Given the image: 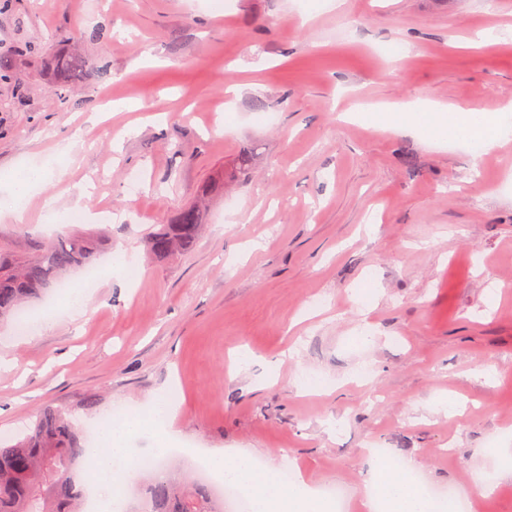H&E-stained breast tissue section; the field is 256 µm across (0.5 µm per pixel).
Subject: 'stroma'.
Returning <instances> with one entry per match:
<instances>
[{
	"label": "stroma",
	"instance_id": "stroma-1",
	"mask_svg": "<svg viewBox=\"0 0 512 512\" xmlns=\"http://www.w3.org/2000/svg\"><path fill=\"white\" fill-rule=\"evenodd\" d=\"M72 53L90 68L62 89ZM0 60V239L70 233L78 209L126 253L87 316L0 325L1 436L163 387L180 440L341 488L344 512H368L372 445L437 490L512 452V0H10ZM420 103L503 136L478 154L384 118ZM245 152L194 251L149 258ZM250 171V158L247 155H242L238 159V163L235 168L230 170H224V176H221V179L218 183H214V186L206 187L202 190L200 198H209L211 193L220 186L221 189H224V183L235 182L240 180L241 178H245Z\"/></svg>",
	"mask_w": 512,
	"mask_h": 512
}]
</instances>
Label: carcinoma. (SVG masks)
<instances>
[{"label":"carcinoma","instance_id":"carcinoma-1","mask_svg":"<svg viewBox=\"0 0 512 512\" xmlns=\"http://www.w3.org/2000/svg\"><path fill=\"white\" fill-rule=\"evenodd\" d=\"M85 61L75 55L58 58L54 70L69 86L81 81ZM250 158L224 171L220 181L202 190L207 198L224 183L249 174ZM203 227V210L189 205L169 224L149 236L147 251L156 261L191 252ZM108 245L98 231H77L49 241L28 239L15 246L0 243V322L27 302L40 300L71 271L92 263ZM86 442L72 412L51 405L43 408L31 431L23 438H0V512H81L86 485L77 483L72 469L84 454ZM149 512H224L209 488L196 481L155 480L147 487Z\"/></svg>","mask_w":512,"mask_h":512}]
</instances>
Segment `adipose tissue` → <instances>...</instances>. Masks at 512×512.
Segmentation results:
<instances>
[{
  "label": "adipose tissue",
  "mask_w": 512,
  "mask_h": 512,
  "mask_svg": "<svg viewBox=\"0 0 512 512\" xmlns=\"http://www.w3.org/2000/svg\"><path fill=\"white\" fill-rule=\"evenodd\" d=\"M430 122L448 130L449 137L464 141L479 140L485 144L497 141L499 131L494 119L479 120L467 113L459 114L454 126H447L439 109H432ZM175 409L165 391H158L145 414L116 415L104 422L93 447L87 453L95 461L93 482L102 495L100 505L109 508L114 502L115 477H133L131 467L132 438L150 431L165 435L168 444H176L178 437L170 431ZM210 467L225 481L241 485L249 496L252 512H333L332 504L314 491L302 479L283 483L274 469H259L252 454L242 452L227 457L208 456ZM367 505L371 512H446L444 503L428 495L410 477L407 467H396L386 459L374 458L364 480Z\"/></svg>",
  "instance_id": "1"
}]
</instances>
